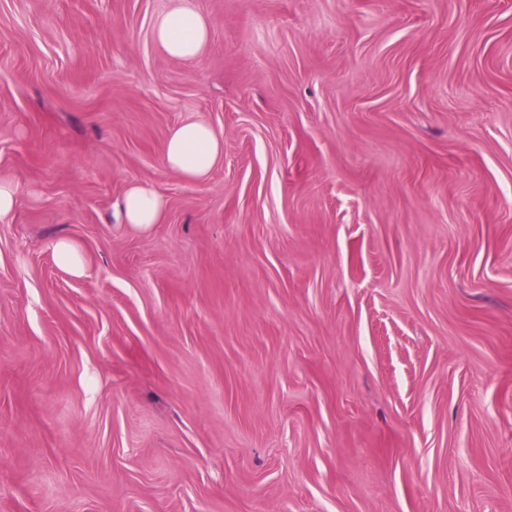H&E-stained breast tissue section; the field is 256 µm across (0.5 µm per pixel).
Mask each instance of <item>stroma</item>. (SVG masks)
<instances>
[{
	"label": "stroma",
	"mask_w": 512,
	"mask_h": 512,
	"mask_svg": "<svg viewBox=\"0 0 512 512\" xmlns=\"http://www.w3.org/2000/svg\"><path fill=\"white\" fill-rule=\"evenodd\" d=\"M187 2L0 0V512H512V0ZM172 1L170 10L155 23V40L167 55L182 61H194L209 47L208 18L190 7L186 0ZM163 159L185 179L205 180L224 161L223 136L203 122L180 124L167 136ZM117 214L122 224L141 231H150L154 224H160L165 202L150 186L130 185L116 204ZM52 252L58 265L76 276H82L85 272V261L79 247L68 239H56L53 241Z\"/></svg>",
	"instance_id": "1"
}]
</instances>
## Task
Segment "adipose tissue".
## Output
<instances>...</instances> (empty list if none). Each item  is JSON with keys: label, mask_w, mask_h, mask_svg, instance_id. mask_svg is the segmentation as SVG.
Listing matches in <instances>:
<instances>
[{"label": "adipose tissue", "mask_w": 512, "mask_h": 512, "mask_svg": "<svg viewBox=\"0 0 512 512\" xmlns=\"http://www.w3.org/2000/svg\"><path fill=\"white\" fill-rule=\"evenodd\" d=\"M154 37L167 55L193 61L209 47V21L203 13L190 7L187 0H173L170 10L157 19ZM163 159L167 168L185 179H207L224 160L223 137L203 122L180 124L167 136ZM116 209L122 223L147 232L161 222L165 202L150 186L133 184L125 190Z\"/></svg>", "instance_id": "obj_1"}]
</instances>
